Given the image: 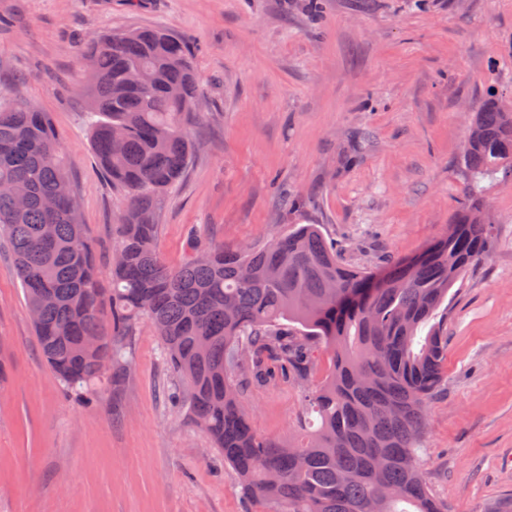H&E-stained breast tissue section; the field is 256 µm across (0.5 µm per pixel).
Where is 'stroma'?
<instances>
[{
  "instance_id": "1",
  "label": "stroma",
  "mask_w": 512,
  "mask_h": 512,
  "mask_svg": "<svg viewBox=\"0 0 512 512\" xmlns=\"http://www.w3.org/2000/svg\"><path fill=\"white\" fill-rule=\"evenodd\" d=\"M162 27L203 85L199 143L162 201L158 248L261 245L320 225L348 265L383 269L446 235L463 201L469 120L512 106V0H0V96L47 113L82 221L112 282L124 192L103 174L83 114L80 59L96 34ZM494 242L454 288L443 381L428 402L422 471L448 512H512V175L486 183ZM0 245V512H259L185 406L162 341L140 323L129 376L86 398L45 362ZM244 383L263 436L287 442L305 387Z\"/></svg>"
}]
</instances>
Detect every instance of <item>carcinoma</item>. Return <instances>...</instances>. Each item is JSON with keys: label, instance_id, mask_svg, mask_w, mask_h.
Wrapping results in <instances>:
<instances>
[{"label": "carcinoma", "instance_id": "obj_1", "mask_svg": "<svg viewBox=\"0 0 512 512\" xmlns=\"http://www.w3.org/2000/svg\"><path fill=\"white\" fill-rule=\"evenodd\" d=\"M90 81L86 121L99 165L126 193L112 288L100 287L96 248L83 225L48 115L0 99V240L23 288L42 355L81 395L127 378L137 324L160 336L188 393L193 423L236 470L243 493L270 512H447L419 469L427 404L442 381L448 337L438 310L450 290L489 257L483 183L512 170V109L489 96L473 113L464 202L448 235L381 273L354 269L318 225L300 224L261 246L208 244L173 268L157 247L158 202L198 148L188 131L201 100L189 48L162 28L99 36L82 52ZM137 69L140 82L128 79ZM28 203L17 207L13 188ZM56 199L52 210L44 205ZM433 323L427 335L421 328ZM101 336L99 353L83 347ZM326 382L305 396V442L256 432L236 378L270 365L304 381L316 353Z\"/></svg>", "mask_w": 512, "mask_h": 512}]
</instances>
